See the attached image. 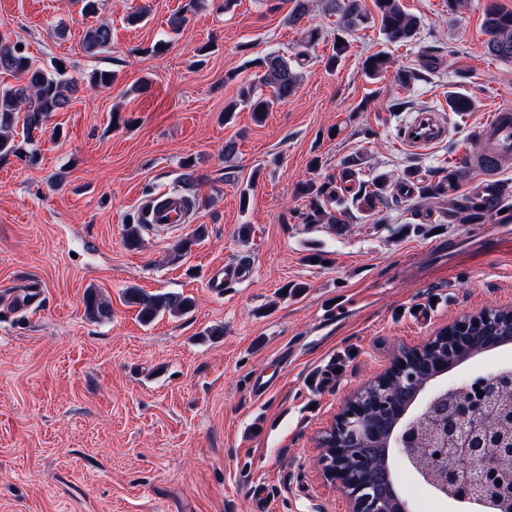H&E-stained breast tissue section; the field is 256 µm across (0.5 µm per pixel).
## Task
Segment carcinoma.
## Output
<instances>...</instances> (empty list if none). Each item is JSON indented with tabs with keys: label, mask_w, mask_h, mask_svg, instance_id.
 <instances>
[{
	"label": "carcinoma",
	"mask_w": 512,
	"mask_h": 512,
	"mask_svg": "<svg viewBox=\"0 0 512 512\" xmlns=\"http://www.w3.org/2000/svg\"><path fill=\"white\" fill-rule=\"evenodd\" d=\"M81 14L90 20L86 26L83 44L88 52H98L112 41V28L97 20L100 0H80ZM378 12L380 32L391 44H405L414 39L419 20L408 13L402 0H374ZM327 11L337 15L346 28H355L365 18L361 0H326ZM289 21L302 27L303 42L307 45L320 39L318 27L309 23L308 0H294L289 13ZM484 28L489 36L488 51L499 57H512V11H502L491 5L487 9ZM20 42L12 41L8 35L0 33V72L16 79V84L0 88V159L11 156L24 161L25 144L32 140L34 132H43L47 117L53 112L64 110L70 95L75 91L76 83L67 77V70L58 68L60 62L51 64V69L34 65L26 50L19 48ZM264 69L260 78L261 85L269 88L264 96L248 84L240 88L238 104L261 116L274 106L288 102L300 85V75L291 61L274 52L259 59ZM22 126V141L15 139L17 126ZM481 183H476L470 194L456 204L459 221L464 224H476L491 213L496 205L478 207L476 200L480 196ZM305 194L310 196L309 212L304 221L308 224L326 221L341 224L343 220L327 211L321 204V198L336 195L333 183L320 186L307 185ZM128 303L138 309L142 323L148 325L163 314L173 316L188 313L193 302L191 298L179 293H145L137 288H129L125 293ZM86 315L93 320H104L111 316L109 302L90 289L84 296Z\"/></svg>",
	"instance_id": "1"
}]
</instances>
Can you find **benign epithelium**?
I'll return each instance as SVG.
<instances>
[{
  "mask_svg": "<svg viewBox=\"0 0 512 512\" xmlns=\"http://www.w3.org/2000/svg\"><path fill=\"white\" fill-rule=\"evenodd\" d=\"M482 310L457 316L442 329L448 341V359L438 365L447 372L456 356L475 355L469 349L472 330L479 324ZM431 348L427 341L419 347L405 348L376 380L394 376L397 399L425 389L404 354ZM350 395L324 437L328 444L317 458L324 480L346 497L349 512H407L404 497L370 476L363 478L347 466V458L357 450L372 447L387 428L379 414V404L357 400ZM396 448L401 460L413 466L422 480L439 494L458 502L473 504L486 512H512V370L490 373L470 382L432 394L416 418L388 439L386 447L376 449L375 459H361L363 469L391 468L389 447ZM433 458V466L420 465L421 456Z\"/></svg>",
  "mask_w": 512,
  "mask_h": 512,
  "instance_id": "benign-epithelium-1",
  "label": "benign epithelium"
}]
</instances>
